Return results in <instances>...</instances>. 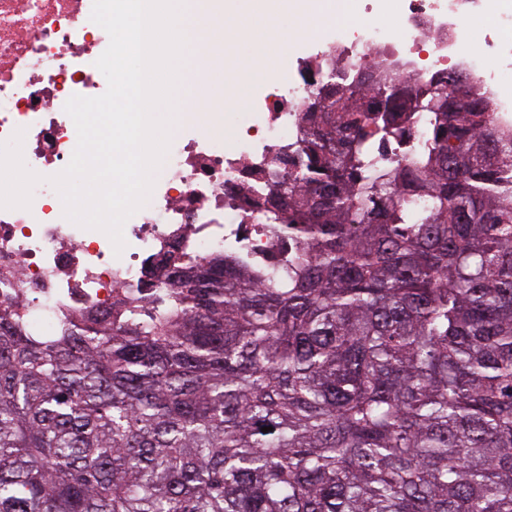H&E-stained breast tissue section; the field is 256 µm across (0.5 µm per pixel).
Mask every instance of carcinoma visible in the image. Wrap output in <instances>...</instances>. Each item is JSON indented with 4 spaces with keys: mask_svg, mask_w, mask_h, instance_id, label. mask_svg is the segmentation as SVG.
Wrapping results in <instances>:
<instances>
[{
    "mask_svg": "<svg viewBox=\"0 0 512 512\" xmlns=\"http://www.w3.org/2000/svg\"><path fill=\"white\" fill-rule=\"evenodd\" d=\"M370 80L312 91L270 262L170 253L45 338L0 307V512H512V136L455 72ZM406 131V137L402 144L388 143L387 152L391 155L392 160L412 161L418 158L423 151L424 124L420 114H414L407 122Z\"/></svg>",
    "mask_w": 512,
    "mask_h": 512,
    "instance_id": "1",
    "label": "carcinoma"
}]
</instances>
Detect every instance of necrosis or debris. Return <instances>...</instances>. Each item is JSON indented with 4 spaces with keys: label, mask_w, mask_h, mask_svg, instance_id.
Wrapping results in <instances>:
<instances>
[{
    "label": "necrosis or debris",
    "mask_w": 512,
    "mask_h": 512,
    "mask_svg": "<svg viewBox=\"0 0 512 512\" xmlns=\"http://www.w3.org/2000/svg\"><path fill=\"white\" fill-rule=\"evenodd\" d=\"M93 0H0V142L24 129L26 167L40 175L29 208L0 209V306L19 309L28 331L46 335L117 294L140 295L169 252L201 260L232 248L261 259L267 237L251 233L263 214L244 188L265 195L272 155L293 152L300 117L327 70L354 84L366 70L427 84L455 70L497 104L496 126L512 131V0H358L354 24H320L310 49L244 113L232 143L176 136L147 204L125 223L115 251L108 236L67 220L50 184L70 162L77 131L64 106L107 89L95 62L109 36L90 19ZM390 15L389 29L372 17Z\"/></svg>",
    "instance_id": "4bbe7bcc"
}]
</instances>
